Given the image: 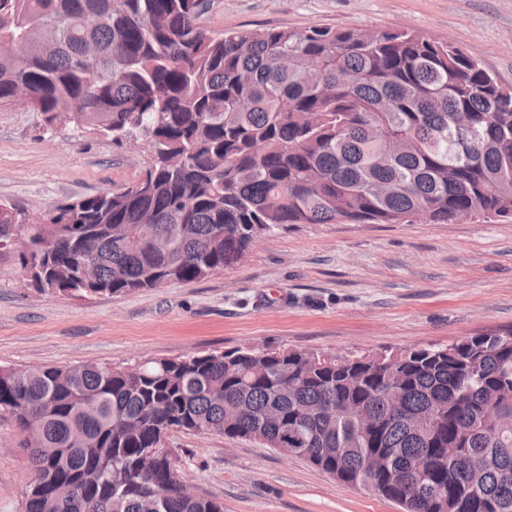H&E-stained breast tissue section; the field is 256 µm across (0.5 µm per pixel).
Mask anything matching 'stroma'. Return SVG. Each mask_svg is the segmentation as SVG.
Wrapping results in <instances>:
<instances>
[{"label": "stroma", "instance_id": "obj_1", "mask_svg": "<svg viewBox=\"0 0 512 512\" xmlns=\"http://www.w3.org/2000/svg\"><path fill=\"white\" fill-rule=\"evenodd\" d=\"M212 32L409 28L475 55L512 85V0H208ZM145 140L117 143L0 106V203L25 223L78 198L135 183ZM0 249V368H124L147 359L256 346L339 357L448 344L512 327V223L297 224L256 239L207 278L120 297L23 287ZM181 481L224 512H401L259 442L174 431ZM32 479L14 418L0 413V512H23Z\"/></svg>", "mask_w": 512, "mask_h": 512}]
</instances>
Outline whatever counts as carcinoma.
Here are the masks:
<instances>
[{"label": "carcinoma", "mask_w": 512, "mask_h": 512, "mask_svg": "<svg viewBox=\"0 0 512 512\" xmlns=\"http://www.w3.org/2000/svg\"><path fill=\"white\" fill-rule=\"evenodd\" d=\"M206 0H0V104L152 158L56 209L20 258L34 289L122 296L208 277L288 225L512 222V87L405 29L210 34ZM34 46L18 67L10 41ZM466 113L467 128L456 118ZM0 203V238L19 224ZM162 238L169 252L149 242ZM0 411L38 443L23 512H224L184 498L173 430L253 439L403 512H512V330L327 356L263 348L0 369ZM481 466L465 472L463 461ZM426 472L416 478V461Z\"/></svg>", "instance_id": "obj_1"}]
</instances>
